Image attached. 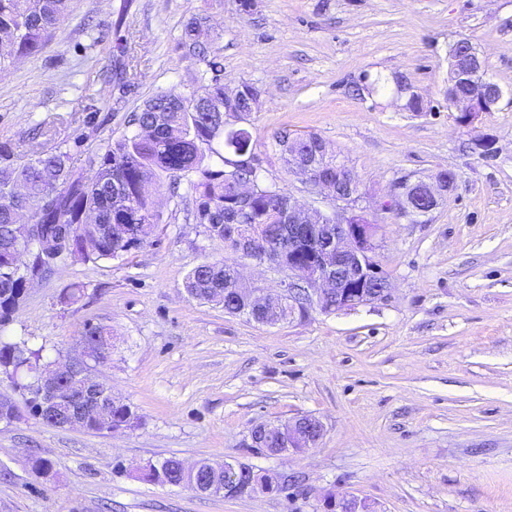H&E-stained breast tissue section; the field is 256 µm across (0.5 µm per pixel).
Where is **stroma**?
Wrapping results in <instances>:
<instances>
[{"label":"stroma","instance_id":"stroma-1","mask_svg":"<svg viewBox=\"0 0 512 512\" xmlns=\"http://www.w3.org/2000/svg\"><path fill=\"white\" fill-rule=\"evenodd\" d=\"M73 0L46 52L0 72V141L27 163L39 145L82 166L131 134L132 112L205 63L184 26L210 18L228 89L261 92L243 125L259 180L300 201L279 138L317 134L345 159L382 224L388 301L266 326L186 292L194 266L225 259L191 216L192 192L161 191L165 222L116 259L64 257L29 288L0 339L73 356L86 324L112 332L92 364L139 417L98 434L33 417L0 423V512H316L353 495L375 512H512V0ZM466 38L504 91L469 125L448 100V50ZM418 95L423 111L406 107ZM492 145L491 153L479 142ZM455 173L428 216L382 210L401 178ZM79 285L83 297L63 295ZM318 417L316 448L274 456L253 425ZM51 460L35 478L31 457ZM240 462L283 491L225 499L147 482V463Z\"/></svg>","mask_w":512,"mask_h":512}]
</instances>
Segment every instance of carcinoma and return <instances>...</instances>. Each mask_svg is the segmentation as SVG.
Returning <instances> with one entry per match:
<instances>
[{
    "label": "carcinoma",
    "instance_id": "obj_1",
    "mask_svg": "<svg viewBox=\"0 0 512 512\" xmlns=\"http://www.w3.org/2000/svg\"><path fill=\"white\" fill-rule=\"evenodd\" d=\"M73 0H0V71L19 58L37 57L51 44ZM209 31L203 16L191 17L185 25L182 45L186 53L204 62L211 76L196 79L188 92H161L132 113V135H125L85 157L90 175L77 170L68 153L59 149L37 151L23 165L14 163L10 142H0V327L7 324L25 297L27 273L12 262L25 225L39 224L45 230L68 227L73 233L72 254L82 259H111L139 250L150 243V233L164 223L154 194L165 187L179 189L190 181L196 224L224 242L226 224H262L260 247H281L288 258V225L281 214L288 208V193L275 184H261L251 199H239L238 184L256 178L251 172L227 168L220 148L232 143L251 148V134L227 141L224 137V105L253 108L256 87L244 84L236 97L226 99L224 77L217 57H207L202 36ZM281 157L292 168L297 157L311 155L289 139L278 140ZM217 157L220 165L208 162ZM228 262H203L185 278L189 295L220 306L230 315L239 314L240 303L225 289L232 287ZM40 351L24 342L0 341V370L9 376L33 367ZM138 416L122 399H112V428L131 429ZM146 481L165 484L181 474L179 460L169 458L140 471Z\"/></svg>",
    "mask_w": 512,
    "mask_h": 512
}]
</instances>
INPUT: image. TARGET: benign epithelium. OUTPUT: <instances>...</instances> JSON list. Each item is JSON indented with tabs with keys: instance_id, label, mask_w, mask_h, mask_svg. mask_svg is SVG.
I'll list each match as a JSON object with an SVG mask.
<instances>
[{
	"instance_id": "obj_1",
	"label": "benign epithelium",
	"mask_w": 512,
	"mask_h": 512,
	"mask_svg": "<svg viewBox=\"0 0 512 512\" xmlns=\"http://www.w3.org/2000/svg\"><path fill=\"white\" fill-rule=\"evenodd\" d=\"M448 91L461 80L470 83L473 92L467 97H455L459 106V119L470 124L481 112L491 111L502 97L496 83L486 79L482 72V59L477 49L467 39H459L448 55ZM294 172L301 176L309 193H326L336 202V210L325 213L307 205L293 195H288V264L277 259V253L267 250L255 255L258 225L226 224L224 237L233 241L238 255L258 264L267 263L284 274L282 289L271 294L264 288H247L243 285L242 265L235 266V293L243 300L257 323L267 325L264 308L274 302H288L291 308L304 307L303 312L289 316V320L303 319L314 310L327 308L336 311L352 310L359 306L389 299V280L381 274L376 260L380 246V226L371 223L374 214L358 207L362 198L359 183L346 167L338 168L334 178H317L309 164L296 163ZM391 203L406 217L426 215L428 211L417 206L410 197L391 193ZM71 232L62 229L57 237L36 236L17 246L15 258L29 255L32 259L55 260L70 254ZM111 339L107 336L82 338V353L64 360H54L32 370L29 386L38 395L46 410L57 415L61 428H85L93 423L104 432H112L111 401L106 399L110 390L97 382L90 373L88 361L100 362L106 358ZM75 379L81 385L76 400L81 404L79 412H65L59 406L58 396L68 381ZM324 435L322 423L315 417L304 415L280 426L259 424L249 432L250 444L273 455L304 453L316 447ZM239 462H224V485L206 484L202 493L224 498L250 495L268 488L242 485L238 474ZM325 512H372L366 501L352 495L326 499Z\"/></svg>"
}]
</instances>
